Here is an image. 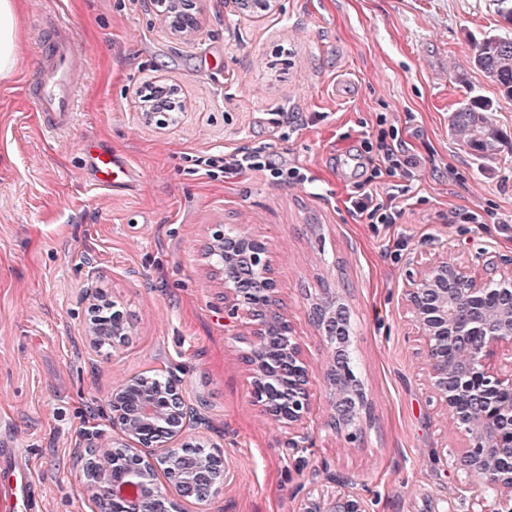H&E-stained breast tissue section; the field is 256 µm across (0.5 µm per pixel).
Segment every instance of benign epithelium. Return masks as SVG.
<instances>
[{
	"label": "benign epithelium",
	"instance_id": "obj_1",
	"mask_svg": "<svg viewBox=\"0 0 512 512\" xmlns=\"http://www.w3.org/2000/svg\"><path fill=\"white\" fill-rule=\"evenodd\" d=\"M194 0H150L171 28L191 34L198 28ZM204 258L224 273V311L255 322V340L245 356L250 402L288 428V445L309 438V372L290 325L277 309L276 283L270 277L268 247L251 235L222 224L213 226ZM509 268H491L475 276L446 258L433 259L408 273L406 305L424 340L431 387L454 426L467 438L456 460L458 469L495 492L491 512H512V377L494 373L490 359L502 345H512V259ZM313 324L334 348L325 370L335 415L330 425L353 439L363 433L369 402L351 366L349 308L338 291L323 288L312 299ZM131 330L123 311L88 325L91 344L112 347ZM112 427L121 438L112 462L102 468L97 449L80 456L87 488L98 512H179L177 500L207 504L224 487V455L186 439L196 420L174 375L162 379L137 375L116 387L109 400ZM142 448L160 452L140 454ZM163 473L168 485L157 483ZM297 512H364L348 492L327 498L305 493Z\"/></svg>",
	"mask_w": 512,
	"mask_h": 512
}]
</instances>
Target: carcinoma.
I'll use <instances>...</instances> for the list:
<instances>
[{
	"label": "carcinoma",
	"instance_id": "obj_1",
	"mask_svg": "<svg viewBox=\"0 0 512 512\" xmlns=\"http://www.w3.org/2000/svg\"><path fill=\"white\" fill-rule=\"evenodd\" d=\"M470 62L497 84L501 95L512 100V31L489 32L470 45ZM497 104L483 96H468L454 105L452 128L472 154L486 158L505 140L492 118Z\"/></svg>",
	"mask_w": 512,
	"mask_h": 512
}]
</instances>
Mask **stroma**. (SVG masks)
I'll return each instance as SVG.
<instances>
[{
	"label": "stroma",
	"instance_id": "1",
	"mask_svg": "<svg viewBox=\"0 0 512 512\" xmlns=\"http://www.w3.org/2000/svg\"><path fill=\"white\" fill-rule=\"evenodd\" d=\"M192 35L172 33L146 0H22L23 47L0 76V436L30 468L40 512H98L79 457L111 449L108 400L129 377L172 373L201 424L189 440L224 449V488L180 512H296L297 492L346 481L365 512H483L452 461L465 444L432 393L424 342L404 302L414 266L445 256L483 275L512 258V101L475 68L454 76L472 39L499 30L495 0H275L259 17L199 0ZM66 18L88 52L72 126L50 131L26 97L39 24ZM178 85L177 123L146 124L138 93ZM498 101L509 142L489 158L451 131L452 106ZM396 131L418 162L394 224L349 210L386 195L368 134ZM93 144L125 157L121 189L94 185ZM249 148L308 179L206 172ZM487 210L464 224L466 210ZM214 224L266 242L282 313L310 374L305 448L249 400L246 318H224L221 276L201 253ZM343 293L353 366L370 402L363 441L338 437L323 379L331 351L309 318L322 286ZM128 314L115 350L87 337L91 288Z\"/></svg>",
	"mask_w": 512,
	"mask_h": 512
}]
</instances>
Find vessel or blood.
I'll return each instance as SVG.
<instances>
[{"label": "vessel or blood", "mask_w": 512, "mask_h": 512, "mask_svg": "<svg viewBox=\"0 0 512 512\" xmlns=\"http://www.w3.org/2000/svg\"><path fill=\"white\" fill-rule=\"evenodd\" d=\"M36 77L28 87V97L36 111L43 113L52 128L61 129L73 119L76 80L85 57L67 20L44 27L38 42ZM90 169L96 185L118 188L131 176V169L119 155L106 149L89 148ZM8 448H0V512H17L27 506L35 512L32 480L23 464L7 460Z\"/></svg>", "instance_id": "b4317fda"}]
</instances>
